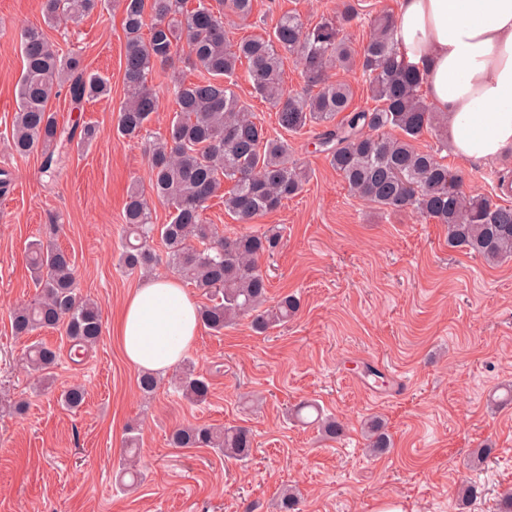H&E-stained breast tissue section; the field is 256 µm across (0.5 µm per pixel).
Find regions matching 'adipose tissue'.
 <instances>
[{
	"label": "adipose tissue",
	"mask_w": 512,
	"mask_h": 512,
	"mask_svg": "<svg viewBox=\"0 0 512 512\" xmlns=\"http://www.w3.org/2000/svg\"><path fill=\"white\" fill-rule=\"evenodd\" d=\"M393 38L421 73L427 101L447 118L458 157L512 153V0H397ZM197 303L174 277L141 281L117 336L129 364L164 377L198 332Z\"/></svg>",
	"instance_id": "obj_1"
}]
</instances>
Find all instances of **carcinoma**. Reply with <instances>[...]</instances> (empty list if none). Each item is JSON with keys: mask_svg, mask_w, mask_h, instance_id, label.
Returning a JSON list of instances; mask_svg holds the SVG:
<instances>
[{"mask_svg": "<svg viewBox=\"0 0 512 512\" xmlns=\"http://www.w3.org/2000/svg\"><path fill=\"white\" fill-rule=\"evenodd\" d=\"M101 0H42L44 23L74 25L93 12ZM125 32L126 98L119 108L117 135L148 140L151 189L170 211L167 224L153 222L143 191L130 189L124 210L125 243L118 262L133 272H147L159 262L152 244L160 236L169 267L208 298L198 308L200 324L220 333L238 318H251L258 334L288 323L300 309V299L284 294L266 305L269 281L260 260L274 254L281 234L273 226L263 232L218 235L203 218L208 202L224 192V210L243 223L274 211L296 196L307 172L292 157L288 142L268 135L233 89L237 65L247 63L253 89L277 110L278 123L296 133L307 126L319 133L330 166L350 191L380 210L410 209L448 229V247L477 254L488 262L512 257V205L486 196H465L461 174L415 141L447 120L434 112L420 94L421 79L393 40V18L375 20L368 40L358 50L341 36L357 17L354 6L313 27L299 15L285 13L266 36L231 43L224 15L247 17L253 0H119ZM25 70L19 80L17 110L12 122V148L25 155L41 149L42 170L54 173L73 148H88L98 138L92 123L59 126L48 108L52 94L65 92L73 108L110 95L109 79L84 66L81 58L55 50L38 25L22 34ZM183 55L194 78L178 76L168 84L176 111L168 135L150 138L149 125L160 100L149 78L161 74ZM301 66L305 89L290 92L283 85L286 56ZM358 69L369 81L375 106L351 108L353 90L346 80H334L330 70ZM345 113L341 123L336 115ZM204 244L197 249L192 241ZM28 262L40 292L11 315L12 332L30 336L38 330L64 334L70 352L81 357L101 339V310L78 296L75 263L68 251L41 239L29 245ZM58 349L43 342L32 345L28 364L35 370L53 366ZM161 380L139 374L140 392L150 396ZM175 389L192 404L204 403L211 392L209 378L187 361L174 380ZM79 385L62 391L69 409L85 403ZM295 418L310 424L328 439H337L345 425L317 404L304 401ZM368 453L379 456L392 448L384 424L368 418L362 425ZM176 448H213L227 459L244 461L253 447L251 431L242 426L223 428L183 426L170 435ZM138 454L137 437H127L122 462L129 485L142 480L128 465ZM295 487L282 491L278 512H300Z\"/></svg>", "mask_w": 512, "mask_h": 512, "instance_id": "obj_1", "label": "carcinoma"}]
</instances>
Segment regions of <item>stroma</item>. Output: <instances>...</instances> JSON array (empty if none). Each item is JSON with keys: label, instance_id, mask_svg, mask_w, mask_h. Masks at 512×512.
I'll use <instances>...</instances> for the list:
<instances>
[{"label": "stroma", "instance_id": "stroma-1", "mask_svg": "<svg viewBox=\"0 0 512 512\" xmlns=\"http://www.w3.org/2000/svg\"><path fill=\"white\" fill-rule=\"evenodd\" d=\"M347 1L358 18L345 35L357 48L372 19L395 10V0H254L248 18H225L224 27L237 39L260 36L288 11L310 27ZM42 22L41 0H0V170L13 180L0 196V512H275L290 485L302 493V512H374L384 499L399 500L406 512H497L499 492L512 487V404L494 409L488 400L512 385V257L493 265L450 249L444 225L355 196L319 151L318 128L283 133L242 65L235 91L271 135L286 137L309 178L300 194L251 223L232 220L220 196L205 216L243 233L280 228L281 245L261 268L270 297L299 294L298 314L263 335L245 317L219 334L199 329L186 356L212 384L201 405L180 399L167 381L143 397L108 332L84 358L61 353L43 374L26 365L31 339L61 343L56 331L31 339L11 331L12 311L37 293L28 244L58 225L55 240L73 256L81 295L111 323L143 279L118 265L127 191L150 187L143 143L115 134L125 99L124 33L121 10L109 0L80 24L45 30L60 52L78 53L112 85L110 97L80 114L64 94L48 102L58 123L80 116L96 124V143L71 151L52 177L41 172L39 152L12 149L20 34ZM416 145L460 171L466 193L512 205L497 190L499 175H512L511 154L468 162L443 148L435 130ZM367 364L388 387L364 375ZM73 384L87 390L76 411L59 401ZM303 400L344 422V436L326 440L295 420L291 412ZM19 401L27 405L21 414ZM372 415L394 440L377 457L364 452L360 434L361 420ZM188 425L251 429L249 459L172 447V430ZM130 426L139 430L144 479L123 490L115 474ZM487 443L488 462L470 469L472 452ZM473 481L483 495L460 508L458 490Z\"/></svg>", "mask_w": 512, "mask_h": 512}]
</instances>
